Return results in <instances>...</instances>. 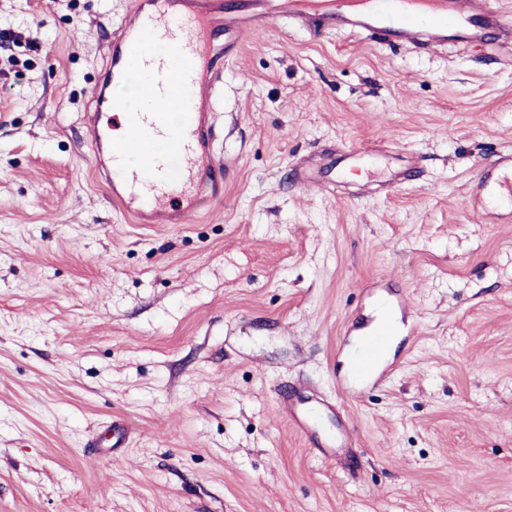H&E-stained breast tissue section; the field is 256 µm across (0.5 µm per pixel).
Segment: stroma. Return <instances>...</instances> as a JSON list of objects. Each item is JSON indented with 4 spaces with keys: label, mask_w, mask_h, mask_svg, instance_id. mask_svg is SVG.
Listing matches in <instances>:
<instances>
[{
    "label": "stroma",
    "mask_w": 512,
    "mask_h": 512,
    "mask_svg": "<svg viewBox=\"0 0 512 512\" xmlns=\"http://www.w3.org/2000/svg\"><path fill=\"white\" fill-rule=\"evenodd\" d=\"M128 5L0 0V512H512L496 31L393 46L283 18L245 36L217 115L237 166L223 205L132 224L84 122ZM382 299L393 370L359 393L349 355ZM298 379L354 455L280 414Z\"/></svg>",
    "instance_id": "1"
}]
</instances>
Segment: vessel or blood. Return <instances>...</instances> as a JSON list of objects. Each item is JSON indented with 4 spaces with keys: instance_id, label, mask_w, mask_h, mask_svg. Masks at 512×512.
<instances>
[{
    "instance_id": "obj_1",
    "label": "vessel or blood",
    "mask_w": 512,
    "mask_h": 512,
    "mask_svg": "<svg viewBox=\"0 0 512 512\" xmlns=\"http://www.w3.org/2000/svg\"><path fill=\"white\" fill-rule=\"evenodd\" d=\"M281 16L315 31L339 28L431 42L490 26L487 0H130L129 17L112 31L96 108L87 116L95 174L113 207L136 224H181L224 200L232 166L216 153L217 88L224 63L243 33H265ZM139 77L149 111L129 107L117 89ZM389 326L370 330L355 348L351 382H382ZM324 402L293 418L307 439L317 437Z\"/></svg>"
}]
</instances>
